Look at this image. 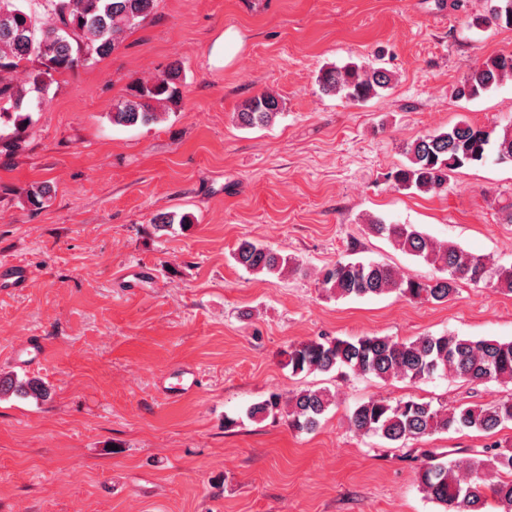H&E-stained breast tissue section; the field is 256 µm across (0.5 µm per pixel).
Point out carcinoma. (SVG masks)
<instances>
[{
    "label": "carcinoma",
    "instance_id": "cac0c4a2",
    "mask_svg": "<svg viewBox=\"0 0 512 512\" xmlns=\"http://www.w3.org/2000/svg\"><path fill=\"white\" fill-rule=\"evenodd\" d=\"M51 23L40 22L32 0H0V141L10 138L6 127L29 123L31 113L48 101L55 76L91 65L113 52L122 34L145 24L154 14L157 0H37ZM490 20L512 26V0H490ZM29 67L27 86L4 80V74ZM512 79V55L489 58L470 70L457 87L460 99H474ZM392 77L382 67L355 62L326 66L317 76L322 93L363 103L389 87ZM183 98L179 69L160 78L135 82L127 97L112 110V124L132 126L158 119L157 107L176 105ZM278 95L264 92L245 101L236 112L239 125L265 127L282 114ZM408 164L392 179L403 190L429 193L447 188L449 173L465 165L485 162L491 155L512 162V125L501 130L459 121L444 131L415 139L406 146ZM45 186L27 191L32 210L45 207ZM366 227L389 240L399 250L433 266L440 276L420 282L401 275L380 262L338 261L320 272L322 288L338 298L381 296L397 292L410 300L442 303L457 292L460 281L484 284L512 292V266L495 265L458 245L437 242L412 224H387L370 219ZM234 259L253 273H281L289 260L271 248L250 240L241 241ZM292 374L327 373L346 369L385 382L401 379L412 383L436 376L467 382L512 383V341L473 339L455 334L419 336L400 341L390 336L357 339L323 338L292 344L285 351ZM7 394L44 399L48 388L36 379L20 380L0 375V397ZM325 388H305L288 398L272 395L249 407L257 419L286 409L289 426L299 432L315 431L332 404ZM351 427L364 435L378 436L403 447L407 442L449 431H476L492 435L512 422V398L487 406L435 407L430 402L407 399L391 401L370 397L353 409ZM424 496L444 512H482L487 499L498 512H512V444L485 460L468 466L442 456H425L418 471Z\"/></svg>",
    "mask_w": 512,
    "mask_h": 512
}]
</instances>
